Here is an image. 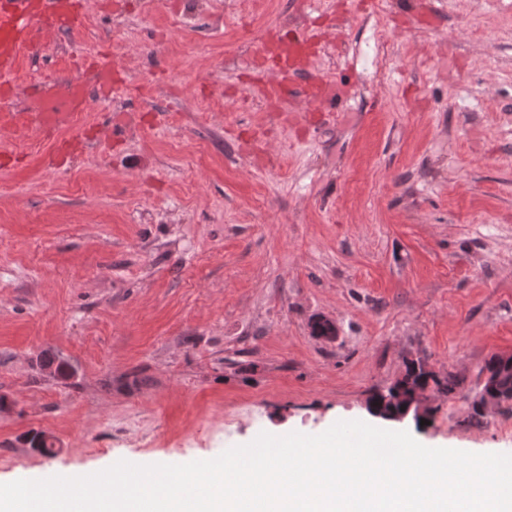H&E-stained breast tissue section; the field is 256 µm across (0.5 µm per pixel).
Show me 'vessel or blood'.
<instances>
[{
	"label": "vessel or blood",
	"mask_w": 512,
	"mask_h": 512,
	"mask_svg": "<svg viewBox=\"0 0 512 512\" xmlns=\"http://www.w3.org/2000/svg\"><path fill=\"white\" fill-rule=\"evenodd\" d=\"M81 24L82 15L72 0H0V75L12 72L23 52L35 50L41 35L74 29ZM262 43L272 65L269 90L273 96L284 95L301 75L302 55L298 44L284 40L276 32L269 33ZM304 93L309 101L319 104L335 97L331 84L317 76L308 79ZM39 97L51 100L52 107L39 113L36 128L50 134L82 111L86 82L84 77H51Z\"/></svg>",
	"instance_id": "vessel-or-blood-1"
}]
</instances>
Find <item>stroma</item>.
<instances>
[{
    "mask_svg": "<svg viewBox=\"0 0 512 512\" xmlns=\"http://www.w3.org/2000/svg\"><path fill=\"white\" fill-rule=\"evenodd\" d=\"M347 2L93 0L20 55L19 112L77 51L123 82L55 139L0 129V483L378 427L371 395L417 357L463 383L406 431L512 454V406L470 419L485 360L512 353V0ZM310 26L309 72L345 105L270 111L261 37Z\"/></svg>",
    "mask_w": 512,
    "mask_h": 512,
    "instance_id": "obj_1",
    "label": "stroma"
}]
</instances>
